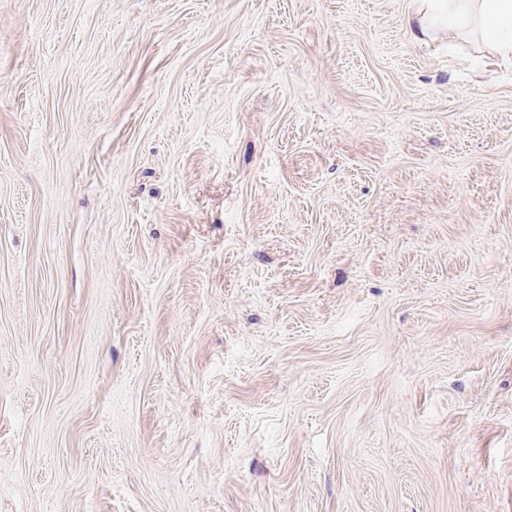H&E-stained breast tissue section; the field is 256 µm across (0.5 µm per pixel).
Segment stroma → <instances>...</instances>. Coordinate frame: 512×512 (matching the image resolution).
Returning <instances> with one entry per match:
<instances>
[{
    "label": "stroma",
    "instance_id": "obj_1",
    "mask_svg": "<svg viewBox=\"0 0 512 512\" xmlns=\"http://www.w3.org/2000/svg\"><path fill=\"white\" fill-rule=\"evenodd\" d=\"M409 0H0V512H512V65Z\"/></svg>",
    "mask_w": 512,
    "mask_h": 512
}]
</instances>
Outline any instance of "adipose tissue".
I'll use <instances>...</instances> for the list:
<instances>
[{"label":"adipose tissue","mask_w":512,"mask_h":512,"mask_svg":"<svg viewBox=\"0 0 512 512\" xmlns=\"http://www.w3.org/2000/svg\"><path fill=\"white\" fill-rule=\"evenodd\" d=\"M512 20V0H410L404 27L414 43L423 44L441 31L475 21L485 24L483 38L499 56H512V33L492 27V20Z\"/></svg>","instance_id":"adipose-tissue-1"}]
</instances>
